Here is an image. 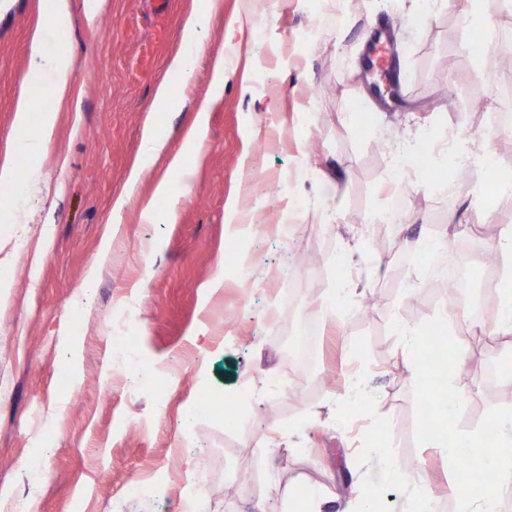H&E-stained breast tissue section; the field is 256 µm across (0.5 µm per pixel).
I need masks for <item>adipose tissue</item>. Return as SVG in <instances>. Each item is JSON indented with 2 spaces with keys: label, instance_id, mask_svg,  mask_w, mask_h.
Returning a JSON list of instances; mask_svg holds the SVG:
<instances>
[{
  "label": "adipose tissue",
  "instance_id": "ef3b65f1",
  "mask_svg": "<svg viewBox=\"0 0 512 512\" xmlns=\"http://www.w3.org/2000/svg\"><path fill=\"white\" fill-rule=\"evenodd\" d=\"M216 0H202L184 20L181 30L182 53L173 56L168 64V73L173 78L188 81L192 74L194 57L201 41L200 36L209 23ZM75 60L68 46H60L54 52H47L41 41L32 43V65L28 75L30 91L24 94L17 105L14 125L25 129L36 127L37 135L22 140L17 150L31 157L32 162L25 168H18L11 162L0 164V190L11 195H19L27 187L38 186L43 174L34 156L41 154L51 142L57 122V112L46 108L35 112L31 109L33 96L50 100H60L66 95L74 77ZM491 250L501 261L502 271L496 286L499 290L498 320L496 332L501 336L512 335V226H501L499 235L491 245Z\"/></svg>",
  "mask_w": 512,
  "mask_h": 512
}]
</instances>
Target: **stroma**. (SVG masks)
<instances>
[{
  "label": "stroma",
  "mask_w": 512,
  "mask_h": 512,
  "mask_svg": "<svg viewBox=\"0 0 512 512\" xmlns=\"http://www.w3.org/2000/svg\"><path fill=\"white\" fill-rule=\"evenodd\" d=\"M72 2L67 29L44 35L46 50L66 42L77 59L71 96L56 104V136L36 159L45 182L26 194L22 224L9 221L13 197L0 196V247L13 256L0 297V502L33 496L37 512H187L194 488L206 512H286L313 487L342 504L365 494L378 512H402L409 487L380 478L366 454L378 440L402 472L424 480L439 512H455L449 466L414 441L413 381L395 323L446 316L465 352L454 376L467 397L461 428L512 406V378L491 374V347L470 343L465 321L428 286L431 264L487 249L500 225H512V197L498 193L512 183V130L489 124L512 85V70L496 61L512 43L503 0H484L492 24L479 32L463 21L466 0L428 11L415 0H221L179 107L159 114L151 103L199 0H166L161 27L158 0H104L92 20L83 0ZM41 3L0 0V162L20 167L13 119ZM385 30L396 63L391 92L376 95L363 35ZM219 46L232 66L210 101ZM204 102L202 143L184 150ZM150 120L191 177L173 181L175 209L160 200L148 216L141 203L163 166L134 188L126 180ZM449 134L490 147L496 162L452 203L430 191L418 163L393 167L404 143L418 149ZM394 186L403 216L383 224L380 238L375 225ZM124 191L130 202L116 227L112 206ZM232 198L239 214L227 207ZM325 204L337 223H323ZM486 206L496 214L487 225ZM477 223L480 237L462 234L417 258L434 229ZM242 234L260 262L248 276L230 250ZM285 272L302 282L296 317L320 327L317 372L302 382L283 357L282 331L266 323ZM218 275L223 287L209 292ZM346 277L364 282L362 295L326 312L324 298ZM354 376L377 414L344 406ZM280 379L288 393L270 403ZM213 393L240 400V411L211 413ZM213 448L223 454L205 478L200 458ZM30 458L48 473L34 495L18 470ZM145 477L154 482L148 498H129Z\"/></svg>",
  "instance_id": "35a3bbf8"
}]
</instances>
